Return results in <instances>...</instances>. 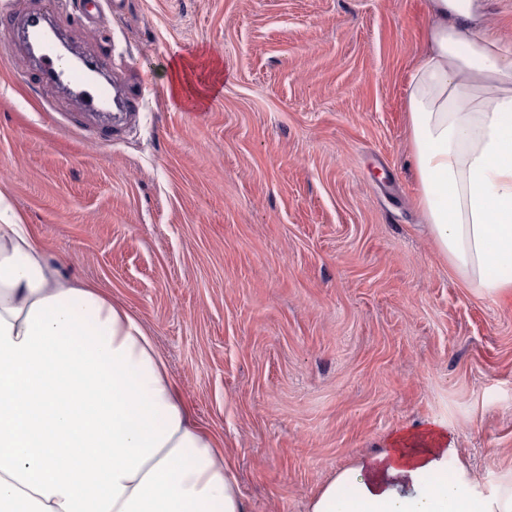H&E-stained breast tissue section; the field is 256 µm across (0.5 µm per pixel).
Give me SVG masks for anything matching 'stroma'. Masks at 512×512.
<instances>
[{
  "label": "stroma",
  "mask_w": 512,
  "mask_h": 512,
  "mask_svg": "<svg viewBox=\"0 0 512 512\" xmlns=\"http://www.w3.org/2000/svg\"><path fill=\"white\" fill-rule=\"evenodd\" d=\"M49 15L127 84V128L22 67ZM425 0H0V190L72 278L149 331L246 512H308L338 470L436 420L512 465V299L468 288L415 204ZM222 59L199 106L173 60Z\"/></svg>",
  "instance_id": "obj_1"
}]
</instances>
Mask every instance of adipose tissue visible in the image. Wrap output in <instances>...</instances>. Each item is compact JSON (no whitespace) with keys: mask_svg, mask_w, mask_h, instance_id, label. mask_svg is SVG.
<instances>
[{"mask_svg":"<svg viewBox=\"0 0 512 512\" xmlns=\"http://www.w3.org/2000/svg\"><path fill=\"white\" fill-rule=\"evenodd\" d=\"M407 116L417 206L476 293L512 294V44L476 0H426ZM220 61L170 65L207 100ZM446 427L391 435L309 512H512V466L475 476ZM456 465H449V458ZM0 505L10 512H244L219 439L198 425L141 322L66 276L0 192Z\"/></svg>","mask_w":512,"mask_h":512,"instance_id":"1","label":"adipose tissue"}]
</instances>
